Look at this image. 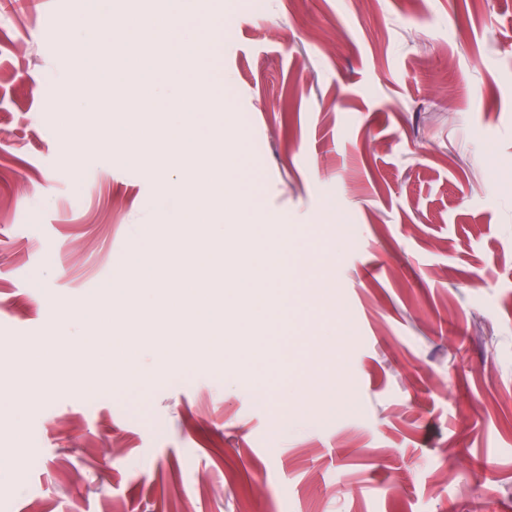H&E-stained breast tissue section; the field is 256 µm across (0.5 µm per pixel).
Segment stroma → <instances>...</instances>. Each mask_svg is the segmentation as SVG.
Instances as JSON below:
<instances>
[{"mask_svg": "<svg viewBox=\"0 0 512 512\" xmlns=\"http://www.w3.org/2000/svg\"><path fill=\"white\" fill-rule=\"evenodd\" d=\"M95 18L0 0V512H512V0H197L223 78L197 131L290 233L287 279L256 282L288 313L246 338L227 312L228 368L141 343L148 379L108 392L80 339L166 324L165 287L109 296L177 228L123 113L48 101L134 72L86 46Z\"/></svg>", "mask_w": 512, "mask_h": 512, "instance_id": "1", "label": "stroma"}]
</instances>
